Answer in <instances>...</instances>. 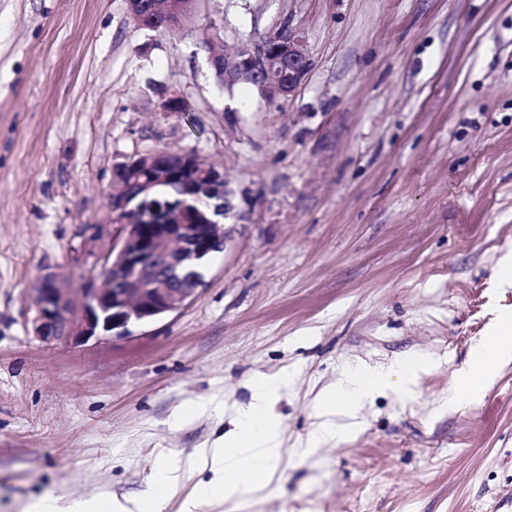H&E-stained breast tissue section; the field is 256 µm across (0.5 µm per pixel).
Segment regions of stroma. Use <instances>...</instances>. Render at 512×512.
I'll return each instance as SVG.
<instances>
[{
  "label": "stroma",
  "instance_id": "obj_1",
  "mask_svg": "<svg viewBox=\"0 0 512 512\" xmlns=\"http://www.w3.org/2000/svg\"><path fill=\"white\" fill-rule=\"evenodd\" d=\"M289 27L295 95L216 85L195 38L233 51ZM184 36L124 0H0V512L52 494L186 477L259 375L289 370L283 458L262 492L203 512H502L512 360L449 408L512 288V0H198ZM172 96L188 111L162 108ZM193 153L249 189L243 224L183 309L130 337L34 336L42 278L82 307L123 236L113 168ZM421 355L408 392L312 447L317 400L356 365Z\"/></svg>",
  "mask_w": 512,
  "mask_h": 512
}]
</instances>
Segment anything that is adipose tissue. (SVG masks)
<instances>
[{
  "instance_id": "obj_1",
  "label": "adipose tissue",
  "mask_w": 512,
  "mask_h": 512,
  "mask_svg": "<svg viewBox=\"0 0 512 512\" xmlns=\"http://www.w3.org/2000/svg\"><path fill=\"white\" fill-rule=\"evenodd\" d=\"M511 359L512 316L475 346L466 366L456 375L449 405L475 395L496 368ZM424 367V360L418 357L404 358L382 371L352 367L323 394L320 404L327 411L354 414L381 389L410 390ZM287 380L288 375L283 372L254 381L251 400L234 419L232 429L223 432L214 447L204 451L210 459L214 479L194 487L183 505V512H198L202 504L216 496L227 501L236 499L261 489L274 478L282 462V434L272 414V405ZM180 472L179 460L169 457L154 473L155 490L151 495L122 503L105 498H82L63 506L48 496L36 502V512H165L168 493L178 486Z\"/></svg>"
}]
</instances>
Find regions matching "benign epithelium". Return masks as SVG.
Here are the masks:
<instances>
[{
    "label": "benign epithelium",
    "mask_w": 512,
    "mask_h": 512,
    "mask_svg": "<svg viewBox=\"0 0 512 512\" xmlns=\"http://www.w3.org/2000/svg\"><path fill=\"white\" fill-rule=\"evenodd\" d=\"M129 16L138 27L179 34L184 16L178 12L159 13L150 0H125ZM213 76L232 85L250 78L266 99L286 100L295 95L308 69L300 34L288 29L274 45L242 44L231 56L211 51L207 57ZM159 181L181 185L184 195H207L210 210L200 216L176 208V216L146 214L140 223L122 220L126 231L121 246H112L103 265L104 285L85 289L82 317L71 316L69 299L48 275L37 288V316L33 335L43 340L68 341L93 336L124 338L131 327L152 323L182 309L203 285V277L192 272L215 251L224 250L230 230L224 220L241 223L242 212L233 204L236 192L224 171L192 153L160 151L135 173L133 182L141 194H148ZM128 195L112 194L110 211L115 216L131 212ZM200 217V223L191 220Z\"/></svg>",
    "instance_id": "benign-epithelium-1"
}]
</instances>
